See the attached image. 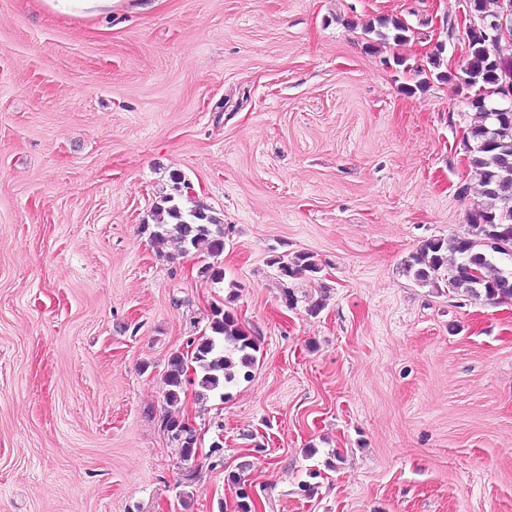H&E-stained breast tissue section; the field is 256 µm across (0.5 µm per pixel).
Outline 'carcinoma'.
Segmentation results:
<instances>
[{
  "mask_svg": "<svg viewBox=\"0 0 512 512\" xmlns=\"http://www.w3.org/2000/svg\"><path fill=\"white\" fill-rule=\"evenodd\" d=\"M472 10L486 17L496 16L502 0H471ZM409 28L402 22L387 18L378 20V26L367 33L380 40L389 38L397 43L407 41ZM469 59L457 87L467 90L468 104L474 110V122L468 128L463 150L470 167V179L458 187L462 198L474 197L473 209L468 215L469 231L464 236L428 238L404 262V269L421 286L439 287L443 283L454 293L463 292L474 298L483 297L493 303L512 301V111L491 117L489 109L498 100V79L502 65L512 66V57L495 59L481 30L465 31ZM441 55L429 56L431 69L418 70L423 79L416 88L422 90L429 78L452 80V75L439 71ZM495 130L497 146L485 144L486 129ZM175 191L161 197L155 206L158 216L154 242L163 246L169 242L178 251H206L216 256L224 250V224L201 204L186 207L182 204L180 186L186 184L175 176ZM269 263L276 267L283 280L306 276L316 279L321 267L314 255L307 252L277 253ZM479 271V282L470 280L469 270ZM211 335L191 343L186 356L177 353L168 360L165 372L167 404L180 402L186 384L197 385L198 396L205 399L226 397V389L248 376V369L256 362L259 338L238 322L235 314L221 302L212 306ZM164 428L188 462L195 457L198 447L196 434L184 430L180 418L168 416Z\"/></svg>",
  "mask_w": 512,
  "mask_h": 512,
  "instance_id": "cac0c4a2",
  "label": "carcinoma"
}]
</instances>
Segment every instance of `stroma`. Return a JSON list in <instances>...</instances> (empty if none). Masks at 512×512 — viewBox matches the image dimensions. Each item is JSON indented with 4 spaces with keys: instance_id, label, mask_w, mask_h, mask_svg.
Wrapping results in <instances>:
<instances>
[{
    "instance_id": "obj_1",
    "label": "stroma",
    "mask_w": 512,
    "mask_h": 512,
    "mask_svg": "<svg viewBox=\"0 0 512 512\" xmlns=\"http://www.w3.org/2000/svg\"><path fill=\"white\" fill-rule=\"evenodd\" d=\"M462 9L0 0V512H230L234 472L259 512H512V303L404 271L468 230L474 113L414 88ZM382 17L404 44L370 45ZM176 174L224 221L216 259L150 237ZM297 251L321 271L291 306L269 260ZM222 300L260 339L250 380L168 407ZM54 12L71 17L111 15L121 0H44ZM379 28L376 29L375 26H371L367 33L371 34L374 33L379 40H387L391 36L394 42L402 43L407 41V35L406 33L409 31V28L402 23L401 21L392 19L389 20L388 18H381L377 21ZM382 29L388 30V32L382 31ZM392 32L390 35L389 32ZM182 424V419L170 415L164 421V428L179 448L181 458L188 462L195 457L198 438L192 432H184Z\"/></svg>"
}]
</instances>
